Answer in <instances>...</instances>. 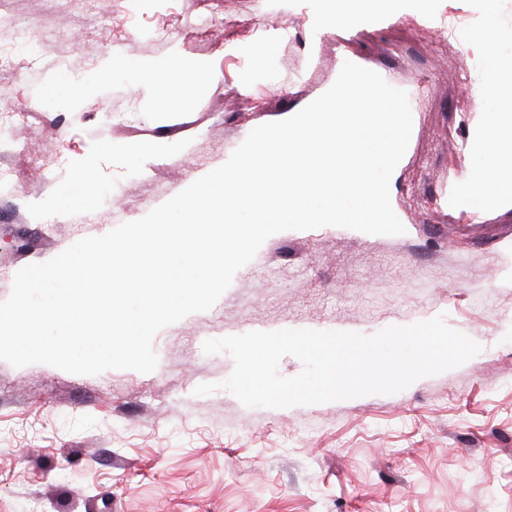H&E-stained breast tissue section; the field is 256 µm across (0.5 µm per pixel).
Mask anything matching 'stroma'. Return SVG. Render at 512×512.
<instances>
[{
    "label": "stroma",
    "instance_id": "stroma-1",
    "mask_svg": "<svg viewBox=\"0 0 512 512\" xmlns=\"http://www.w3.org/2000/svg\"><path fill=\"white\" fill-rule=\"evenodd\" d=\"M327 0H0L43 46L4 108L32 118L0 163V301L22 267L106 234L223 165L255 127L326 92L344 62L405 90L413 126L390 181L398 236L326 226L268 238L208 311L156 333L155 371L77 375L0 360V512H512V204L465 195L488 94L482 0H384L338 26ZM223 26L197 39L202 13ZM177 27L153 40L168 13ZM468 39H448V19ZM110 78L54 91L60 58ZM206 79L170 97L176 65ZM160 151L133 160L151 144ZM61 154L53 172L36 158ZM90 174L95 217L66 200ZM443 316L482 347L390 395L248 408L209 338L311 329L373 335Z\"/></svg>",
    "mask_w": 512,
    "mask_h": 512
}]
</instances>
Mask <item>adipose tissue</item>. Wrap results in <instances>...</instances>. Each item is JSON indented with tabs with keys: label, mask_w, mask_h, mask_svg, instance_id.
I'll list each match as a JSON object with an SVG mask.
<instances>
[{
	"label": "adipose tissue",
	"mask_w": 512,
	"mask_h": 512,
	"mask_svg": "<svg viewBox=\"0 0 512 512\" xmlns=\"http://www.w3.org/2000/svg\"><path fill=\"white\" fill-rule=\"evenodd\" d=\"M486 24L477 35L484 43L485 81L491 95L512 101V58H505L499 51L503 43H512V31L499 29L496 20L495 0H484ZM483 163L467 185L473 196L487 203L512 200V142L503 143L495 125H488L480 140Z\"/></svg>",
	"instance_id": "1"
}]
</instances>
